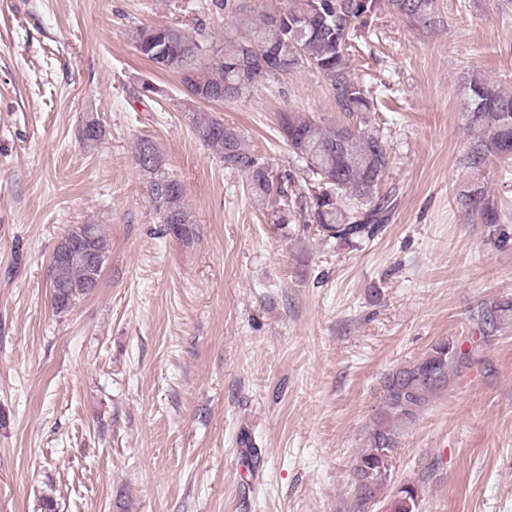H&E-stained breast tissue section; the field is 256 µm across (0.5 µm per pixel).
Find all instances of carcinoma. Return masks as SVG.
<instances>
[{
	"mask_svg": "<svg viewBox=\"0 0 512 512\" xmlns=\"http://www.w3.org/2000/svg\"><path fill=\"white\" fill-rule=\"evenodd\" d=\"M393 11L423 29L439 18L437 0H389ZM378 0H286L274 15L262 14L240 22L235 35L205 44L179 25L137 30V52L157 68L176 75L186 91L209 104L242 102L257 85L282 72L315 70L333 94L336 106L359 123L328 128L306 112H282L279 130L299 162L304 181L300 191L288 193L283 178L273 174L252 153L238 128L209 110L190 117L197 138L215 151L224 169L245 178L250 199L259 205L277 204L274 223L284 229L292 222L312 230L328 244L354 247L376 237L396 206L399 188L389 180L392 159L380 130L368 126L364 114L373 101L346 62V52L367 23ZM288 49L284 66L270 62L273 44ZM463 111L474 141L467 162L478 168L494 159L512 160V94L495 82L473 78ZM134 157L145 177L149 200L161 223L191 242L196 221L184 199L181 182L166 169L163 155L149 139L134 145ZM465 211L486 224H496L495 203L480 186L459 196ZM110 242L98 224H72L54 247L50 261L52 307L67 314L97 286L103 266H92L89 256L106 262ZM512 312V301L477 308L473 314L483 338L498 331L500 320ZM472 352L452 340L435 343L421 359L398 366L384 375L364 448L353 463L354 497L350 512H370L393 479L392 459L399 448L400 430L414 423L432 399L448 388L451 376L467 367ZM421 490L406 481L393 492L389 512H418Z\"/></svg>",
	"mask_w": 512,
	"mask_h": 512,
	"instance_id": "1",
	"label": "carcinoma"
}]
</instances>
